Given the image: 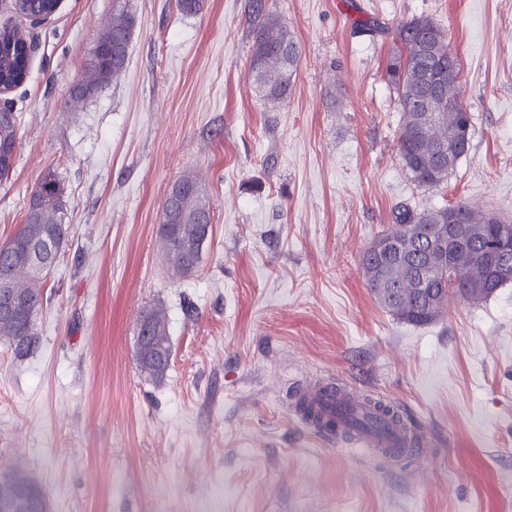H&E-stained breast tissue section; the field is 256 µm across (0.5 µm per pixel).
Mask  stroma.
Wrapping results in <instances>:
<instances>
[{"label":"stroma","instance_id":"35a3bbf8","mask_svg":"<svg viewBox=\"0 0 512 512\" xmlns=\"http://www.w3.org/2000/svg\"><path fill=\"white\" fill-rule=\"evenodd\" d=\"M121 75L80 105L70 88L116 0H64L9 94L19 124L0 181V241L49 173L68 243L44 282L40 347L0 345V469L32 475L50 512H512V283L398 320L361 257L398 208L459 200L512 223V0H266L301 49L292 93L247 76L248 0H126ZM431 20L461 63L471 148L447 183L397 155L385 76L398 24ZM191 175L210 202L197 273L165 263L156 226ZM155 307L172 358L141 373L136 323ZM331 375L384 400L425 450L370 456L296 419L289 399Z\"/></svg>","mask_w":512,"mask_h":512}]
</instances>
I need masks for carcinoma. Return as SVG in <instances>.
<instances>
[{
  "label": "carcinoma",
  "mask_w": 512,
  "mask_h": 512,
  "mask_svg": "<svg viewBox=\"0 0 512 512\" xmlns=\"http://www.w3.org/2000/svg\"><path fill=\"white\" fill-rule=\"evenodd\" d=\"M252 49L248 78L273 105L284 104L291 94L300 61L293 34L279 17L265 9V0H251ZM134 21L123 9L100 35L84 65V76L74 87L87 98L123 71L132 39ZM27 39L22 31L7 23L0 28V65L7 78H21L19 49ZM394 49L386 65L388 82L397 92L402 124L397 152L403 165L419 184L437 187L448 181L462 157L459 145L471 142L473 115L460 98L461 64L448 63L443 31L426 18L402 23L393 38ZM17 119L0 120V178L8 175L17 145ZM62 188L49 173L35 188L25 224L0 244V284L18 296L23 309L13 317L0 316V343L19 359L33 355L40 336L36 318L43 306L45 275L19 267L24 249L39 247L43 261L54 267L66 245L67 228L61 216ZM205 193L196 178L188 175L176 182L166 198L162 223L168 234H157L168 266L179 276L197 272L202 249L194 246L199 220L211 223L205 210ZM457 210L467 225L465 255L448 266V274L422 275L426 265L429 236L435 225L444 223L448 210ZM512 238V224L492 211L476 210L464 201L438 210L417 212L403 208L394 215L378 239L393 237L408 243L401 261L386 267L366 250L362 268L370 291L385 294L382 306L397 319L415 325L434 321L448 304L449 297L477 303L491 296L507 281L500 277L499 257L490 253L492 244ZM172 347L166 322L155 309L142 310L137 322L136 361L141 372L161 378L170 366ZM0 512H50L43 487L17 470H0Z\"/></svg>",
  "instance_id": "obj_1"
}]
</instances>
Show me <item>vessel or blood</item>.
Wrapping results in <instances>:
<instances>
[{
  "instance_id": "b4317fda",
  "label": "vessel or blood",
  "mask_w": 512,
  "mask_h": 512,
  "mask_svg": "<svg viewBox=\"0 0 512 512\" xmlns=\"http://www.w3.org/2000/svg\"><path fill=\"white\" fill-rule=\"evenodd\" d=\"M298 395L304 407L297 410V417L320 432L331 436L347 434L353 446L371 454L389 455L410 445L409 432L403 424L385 419L381 408L359 399L349 390L323 383L303 386ZM339 406L369 420V427L356 429L349 420L337 419L335 409Z\"/></svg>"
}]
</instances>
